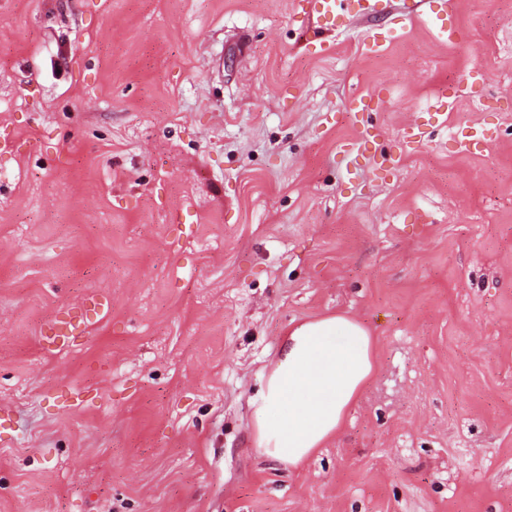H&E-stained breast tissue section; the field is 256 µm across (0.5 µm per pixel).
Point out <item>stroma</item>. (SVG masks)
<instances>
[{"label": "stroma", "instance_id": "stroma-1", "mask_svg": "<svg viewBox=\"0 0 512 512\" xmlns=\"http://www.w3.org/2000/svg\"><path fill=\"white\" fill-rule=\"evenodd\" d=\"M294 9L0 0V512H512V0H382L325 53ZM337 311L375 376L280 464L264 378Z\"/></svg>", "mask_w": 512, "mask_h": 512}]
</instances>
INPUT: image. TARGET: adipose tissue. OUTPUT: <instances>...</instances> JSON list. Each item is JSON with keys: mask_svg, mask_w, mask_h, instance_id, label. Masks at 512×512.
Returning <instances> with one entry per match:
<instances>
[{"mask_svg": "<svg viewBox=\"0 0 512 512\" xmlns=\"http://www.w3.org/2000/svg\"><path fill=\"white\" fill-rule=\"evenodd\" d=\"M373 344L370 329L343 312L291 327L265 379L258 450L294 467L337 435L374 373Z\"/></svg>", "mask_w": 512, "mask_h": 512, "instance_id": "obj_1", "label": "adipose tissue"}]
</instances>
